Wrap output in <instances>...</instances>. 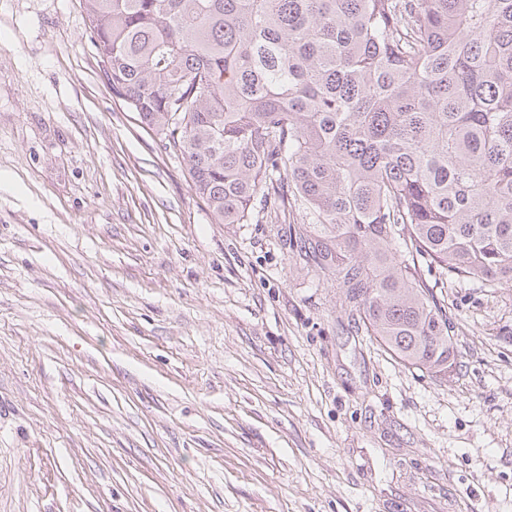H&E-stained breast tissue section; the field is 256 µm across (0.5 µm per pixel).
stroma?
Segmentation results:
<instances>
[{
	"label": "stroma",
	"mask_w": 512,
	"mask_h": 512,
	"mask_svg": "<svg viewBox=\"0 0 512 512\" xmlns=\"http://www.w3.org/2000/svg\"><path fill=\"white\" fill-rule=\"evenodd\" d=\"M215 223L81 0H0V512H512V284L420 265L447 376L287 243Z\"/></svg>",
	"instance_id": "obj_1"
}]
</instances>
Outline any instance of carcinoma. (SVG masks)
<instances>
[{
	"instance_id": "cac0c4a2",
	"label": "carcinoma",
	"mask_w": 512,
	"mask_h": 512,
	"mask_svg": "<svg viewBox=\"0 0 512 512\" xmlns=\"http://www.w3.org/2000/svg\"><path fill=\"white\" fill-rule=\"evenodd\" d=\"M112 92L218 224L288 197L358 327L448 375L416 261L512 283V0H83Z\"/></svg>"
}]
</instances>
